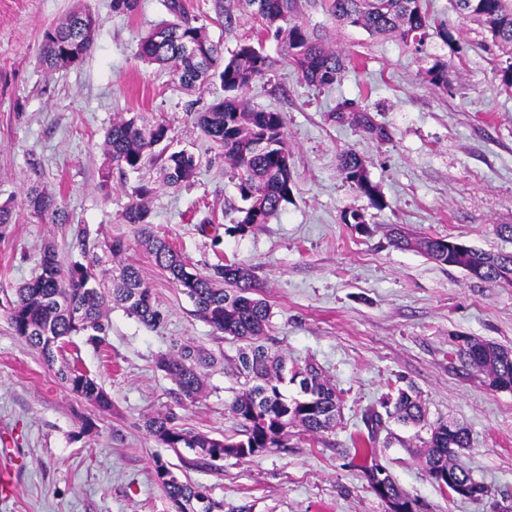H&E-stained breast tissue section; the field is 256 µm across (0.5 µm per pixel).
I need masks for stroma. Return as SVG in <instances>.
I'll use <instances>...</instances> for the list:
<instances>
[{
    "label": "stroma",
    "instance_id": "35a3bbf8",
    "mask_svg": "<svg viewBox=\"0 0 512 512\" xmlns=\"http://www.w3.org/2000/svg\"><path fill=\"white\" fill-rule=\"evenodd\" d=\"M86 2L99 18L91 50L79 64L48 72L39 64L42 35L76 0H0V205L13 209L11 223L0 226V512H175L154 479L159 461L208 488L224 512H386L356 465L351 439L367 410L407 387L429 424L450 419L467 427L471 446L458 462L490 490L478 500L441 490L420 460L427 429L392 421L380 435L379 459L420 512H512V390L491 389L455 354L464 337L512 348V285L470 278L390 240L401 227L512 251V240L497 233L512 224V85L501 80L483 25L456 13L450 0H428L453 39L431 37L417 54L401 41L337 27L304 0L301 20L352 66L318 90L304 83L280 42L261 41L272 67L247 96L255 107L284 113L295 188L269 223L237 234L243 202L234 173L195 121L223 98V86L187 91L139 58L142 38L168 16L166 0H138L130 13L113 11L112 0ZM184 4L224 54L258 39L249 17L226 25L216 0ZM438 60L448 64L444 90L426 77ZM343 100L365 109L371 128L334 114ZM136 115L166 121L174 147L195 154L199 169L189 186H162L154 165L106 168L107 130ZM346 151L364 160L383 207L345 181L339 157ZM142 183L154 189L155 232L199 271L225 258L250 265L256 297L271 306L266 346L294 363L315 362L340 391L341 414L323 441L295 435L287 447L246 461L228 457L217 469L149 435L147 418L168 407L186 428L212 438L233 434L227 361L238 345L195 315L123 222ZM33 185L60 194L69 223L31 216L25 193ZM354 212L364 225L347 223ZM78 225L90 241L128 242L126 261L164 313L150 329L112 309L102 344L80 335L58 351L57 367H77L102 384L112 401L106 411L66 389L5 316L6 292L35 275L45 244L63 259L77 257ZM177 342L216 358L204 394L184 406L157 367Z\"/></svg>",
    "mask_w": 512,
    "mask_h": 512
}]
</instances>
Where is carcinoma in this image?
Here are the masks:
<instances>
[{
  "mask_svg": "<svg viewBox=\"0 0 512 512\" xmlns=\"http://www.w3.org/2000/svg\"><path fill=\"white\" fill-rule=\"evenodd\" d=\"M461 15L478 18L492 40L506 55L500 67L502 81L512 84V0H453ZM236 9L259 26V34L285 43L288 57L303 81L323 88L341 80L351 65L350 58L325 46L319 37L299 21L300 0H234ZM320 6L336 21L361 27L372 34L396 38L415 51H420L435 27L426 0H320ZM173 20L160 23L140 43V58L149 64L170 69L183 87L194 88L202 81L199 72L210 71L209 77L220 80L224 99L197 114L201 132L224 155L237 178V189L244 206L237 209L233 230L245 233L266 224L277 214L282 203L290 200L294 181L288 169V146L284 139L285 119L282 113L258 109L246 98L245 91L267 75L269 58L261 46L243 43L230 58H224L221 46L212 41L203 26L188 18L183 0H167ZM98 17L89 8L76 7L66 19L43 33L41 66L50 72L70 68L81 62L90 50ZM194 42L206 52L197 60L183 46ZM430 84L448 88V63L436 61L426 71ZM170 128L163 121L147 122L139 116L121 118L112 123L104 140L107 164L132 171L145 163L159 164L161 183L179 189L197 174V159L187 149L169 148ZM160 151H155L156 147ZM340 169L350 183L375 207L383 206L377 184L373 183L364 160L347 151L340 157ZM153 188L142 184L134 188L132 201L122 213V220L133 226L137 239L147 248L155 265L195 307L196 314L216 330L244 343L231 360V372L242 386L228 405V413L239 426L233 435L223 439L196 433L179 424L173 409L159 412L147 421L149 433L174 450L188 448L197 452L206 464L215 467L213 452L220 457L244 460L270 448L288 446L291 430L299 429L317 441L336 427L341 399L336 388L323 376L320 368L306 362L288 366L278 352L261 343L271 327L270 305L253 297L251 268L226 260L215 264L208 273L200 272L186 260L166 238L156 235L149 221L148 198ZM30 212L45 224H64L65 210L54 193L37 187L27 191ZM80 258L63 262L57 251L44 247L39 273L15 289L8 301L7 319L15 336L37 351L44 363L55 364L56 353L65 341L76 335H87L101 343L109 330V306L123 309L149 328L159 326L163 312L155 304L151 286L138 268L119 261L128 244L121 238L109 239L103 245H89L87 235L77 233ZM392 243L402 250H415L429 259L448 266L480 267L478 279L512 281V252H487L473 246L448 258V238H414L398 229ZM112 267H106L107 263ZM456 354L466 364L477 368L494 381L512 386V349L488 341L466 342ZM211 358L190 344H176L172 351L158 359L157 366L174 381L179 392L178 404L194 402L202 393V371ZM58 375L65 387L101 410L111 407L108 394L89 374L62 367ZM298 390L288 394V385ZM386 415L372 410L365 414L368 443L354 448L363 471L382 472L377 463L378 433L384 418L404 424L419 425L425 421V408L413 388L398 390L393 400L383 402ZM430 437L423 465L434 482L445 473H453L462 483L475 485L474 494L485 496L487 486L475 481L456 463L459 452L470 447L466 427L451 421L429 426ZM155 479L160 484L175 512H224V502L212 497L207 488L180 481L164 462H156Z\"/></svg>",
  "mask_w": 512,
  "mask_h": 512,
  "instance_id": "carcinoma-1",
  "label": "carcinoma"
}]
</instances>
